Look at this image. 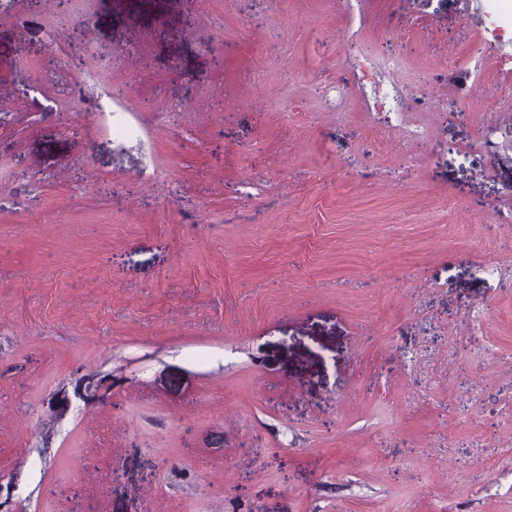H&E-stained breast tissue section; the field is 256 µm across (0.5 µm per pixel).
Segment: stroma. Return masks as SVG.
<instances>
[{"instance_id":"35a3bbf8","label":"stroma","mask_w":512,"mask_h":512,"mask_svg":"<svg viewBox=\"0 0 512 512\" xmlns=\"http://www.w3.org/2000/svg\"><path fill=\"white\" fill-rule=\"evenodd\" d=\"M509 85L482 0H0V512H512Z\"/></svg>"}]
</instances>
